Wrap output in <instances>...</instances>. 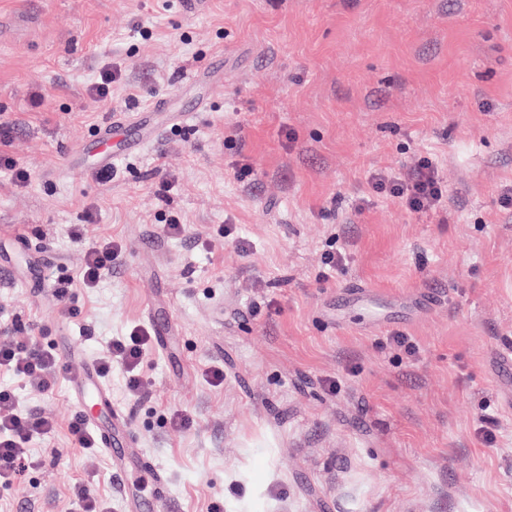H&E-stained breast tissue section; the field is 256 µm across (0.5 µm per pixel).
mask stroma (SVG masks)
<instances>
[{"instance_id": "stroma-1", "label": "stroma", "mask_w": 512, "mask_h": 512, "mask_svg": "<svg viewBox=\"0 0 512 512\" xmlns=\"http://www.w3.org/2000/svg\"><path fill=\"white\" fill-rule=\"evenodd\" d=\"M1 18L0 116L32 179L0 168V339L51 350L68 324L73 372L166 326L141 392L123 367L105 379L166 477L156 512H512V370L493 366L512 345V0H206L190 18L179 0H0ZM107 63L119 78L103 105L90 90ZM151 107L155 138L111 181L93 153L67 165L113 117ZM425 157L442 207L372 192L371 173ZM174 216L183 238L162 233ZM102 239L121 256L73 289L80 315L64 321L40 271L77 275ZM331 248L347 256L328 277ZM1 385L56 430L0 484V512H76L78 484L130 512L133 473L70 435L67 376L41 393L0 371Z\"/></svg>"}]
</instances>
